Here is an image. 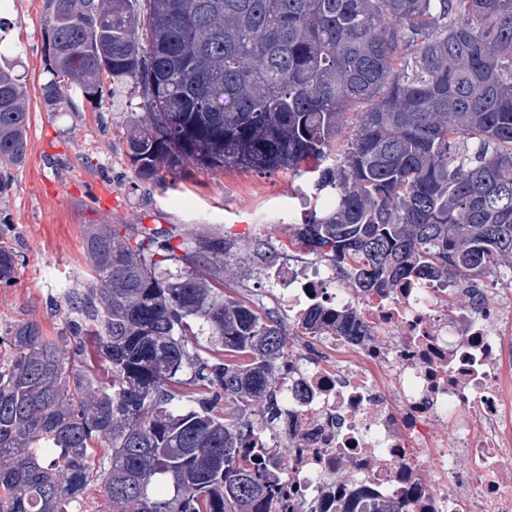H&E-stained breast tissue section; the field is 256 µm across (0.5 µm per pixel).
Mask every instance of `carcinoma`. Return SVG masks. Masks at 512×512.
<instances>
[{
  "label": "carcinoma",
  "mask_w": 512,
  "mask_h": 512,
  "mask_svg": "<svg viewBox=\"0 0 512 512\" xmlns=\"http://www.w3.org/2000/svg\"><path fill=\"white\" fill-rule=\"evenodd\" d=\"M44 33L47 105L140 93L139 179L189 164L308 175L322 206L281 248L354 288L493 276L512 259V0H45ZM27 98L0 66V195L26 156ZM84 249L93 278L64 294L61 341L93 343L111 377L35 321L0 332V512H87L95 483L112 512H297L271 472L282 448L261 441L281 419L288 341L221 288L230 244L97 224ZM189 256L210 278L179 267ZM22 262L0 244L1 285ZM201 336L210 348L190 351Z\"/></svg>",
  "instance_id": "cac0c4a2"
}]
</instances>
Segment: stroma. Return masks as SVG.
Here are the masks:
<instances>
[{"label": "stroma", "instance_id": "stroma-1", "mask_svg": "<svg viewBox=\"0 0 512 512\" xmlns=\"http://www.w3.org/2000/svg\"><path fill=\"white\" fill-rule=\"evenodd\" d=\"M43 4L9 0L0 7V56L26 76L30 112L26 161L0 195V219L25 256L13 284L0 288V328L32 320L59 336L67 314L61 292L90 279L84 237L107 222L223 234L237 258L224 279L227 291L275 308L276 291L257 279L253 256L258 244L286 240L289 225L301 223L306 178L285 169L261 175L190 167L161 186L138 179L127 156L126 134L136 118L130 88L100 103L74 91L64 107L45 104Z\"/></svg>", "mask_w": 512, "mask_h": 512}]
</instances>
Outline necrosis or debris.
<instances>
[{
	"mask_svg": "<svg viewBox=\"0 0 512 512\" xmlns=\"http://www.w3.org/2000/svg\"><path fill=\"white\" fill-rule=\"evenodd\" d=\"M255 273L296 343L265 439L301 512H512V278L363 294L314 259Z\"/></svg>",
	"mask_w": 512,
	"mask_h": 512,
	"instance_id": "1",
	"label": "necrosis or debris"
}]
</instances>
